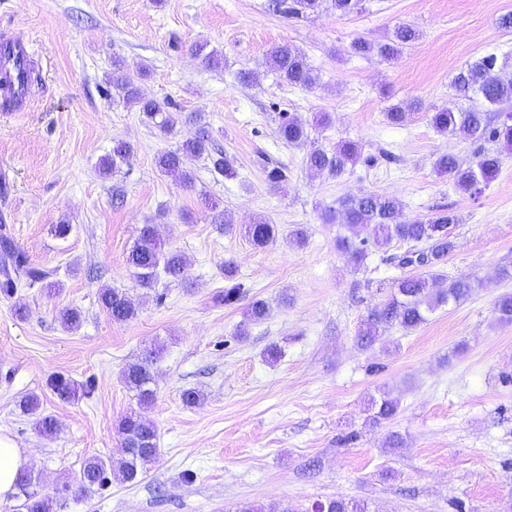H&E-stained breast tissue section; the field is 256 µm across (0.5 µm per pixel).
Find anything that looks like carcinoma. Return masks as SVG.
<instances>
[{
    "mask_svg": "<svg viewBox=\"0 0 512 512\" xmlns=\"http://www.w3.org/2000/svg\"><path fill=\"white\" fill-rule=\"evenodd\" d=\"M362 0H270L269 8L288 16H303L317 13L327 7L341 18L361 9ZM419 39L418 31L411 25L396 27L384 41H371L362 37L351 43L352 53L360 57L377 56L392 60L403 49ZM497 59L493 55L478 58L461 67L451 80L455 96L469 101L466 106L436 108L428 113L430 125L440 134L457 133L478 143L473 158L467 162L444 154L434 162V169L448 177L456 189L472 196L481 194L495 180L503 162L504 153L512 151V123L499 119L503 106L512 102V78L504 80L496 69ZM266 64L276 77L289 86L310 90L318 85L320 77L309 64L306 56L297 48L281 43L267 53ZM112 87L127 103L138 107L144 122L167 136L174 132L180 113L176 104L168 99L147 98L141 94L134 79L112 76ZM280 139L291 146H303L310 140L307 125L289 112L279 113L277 128ZM185 150L203 156L212 172L224 176L235 175L234 160L223 147L217 144L210 133L202 128L195 139L187 142ZM133 152L132 146L117 140L112 154L102 159L99 170L111 173L125 162ZM362 157L361 146L351 140H341L325 148L310 146L305 164L314 173L340 176L354 167ZM157 167L185 186L193 183V176L184 167L182 156L177 151H167L157 158ZM327 223L340 224L345 233L336 236V249L341 251L356 266L376 251H383L394 243H407L409 249L402 254H392L388 260L397 262L401 268L419 267L423 272L404 275L388 297L373 306L357 336L363 348L375 345L382 334L398 326L412 330L427 321L429 314L451 303H459L473 291L467 278H447L441 268L448 262V254L454 242L448 238V227L458 223L455 214L438 209L423 217L407 218L401 202L394 196L362 192L338 199L337 206L324 212ZM370 226L372 238L360 237V229ZM245 234L259 247H266L276 240L278 227L265 219H257L245 226ZM139 287L154 288L158 269L172 280L184 278L189 264L188 258L179 250L164 249L153 224H144L127 256ZM236 269L232 262L224 263V279L229 285L216 296L226 305L243 299L244 283L235 280ZM50 271L34 265L27 253L15 243L10 229L0 224V295L8 298L20 288H53L49 281ZM100 305L116 322H127L138 314L134 300L116 288L99 291ZM269 314V306L262 300L249 304L245 316L251 324L263 322ZM61 323L74 331L81 327L82 314L77 308H64ZM156 351L148 350L140 360L127 365L121 372L125 387L134 393L141 409L151 406L156 398L153 365ZM49 389L62 400L76 396L78 389L86 395L93 390V381L79 385L72 379L56 374L48 381ZM375 418L388 420L398 414V403L382 398L373 403ZM21 411L26 415H38L36 426L40 433L51 436L58 430V422L51 415L38 414L40 400L27 396L20 401ZM121 447L126 456L117 467H112L100 457L86 459L75 481L65 480L56 487L54 495L39 490L38 476L30 469L23 472L17 482L14 498L21 501V512H54L58 499L72 495L83 497L88 493L107 487L112 481L136 483L146 473L148 466L159 457L157 429L153 421L137 411L122 417L117 424ZM312 512H370L367 504L360 501L329 499L318 501Z\"/></svg>",
    "mask_w": 512,
    "mask_h": 512,
    "instance_id": "cac0c4a2",
    "label": "carcinoma"
}]
</instances>
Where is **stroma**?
Here are the masks:
<instances>
[{
    "instance_id": "stroma-1",
    "label": "stroma",
    "mask_w": 512,
    "mask_h": 512,
    "mask_svg": "<svg viewBox=\"0 0 512 512\" xmlns=\"http://www.w3.org/2000/svg\"><path fill=\"white\" fill-rule=\"evenodd\" d=\"M268 3L0 0V33L30 38L40 79L22 106L0 111L8 182L0 216L31 262L56 269L59 282L0 297V437L24 451L49 495L89 456L119 461L116 425L136 407L121 371L152 346L160 359L146 415L157 427V462L139 482L112 484L60 512L256 504L309 512L329 498L359 500L371 512H512V323L496 311L498 298L512 294V279L501 275L512 270V154L471 197L433 162L443 153L471 159L475 144L428 122L432 107L456 106L450 82L466 62L493 55L512 77V30L497 25L512 0H365L343 18L329 10L292 18ZM401 23L420 39L398 60L352 54L355 38L381 40ZM284 42L305 53L317 87L294 88L267 72V52ZM199 43L223 55V68L204 66L193 53ZM116 57L144 95L177 105L185 121L173 134L107 96ZM240 70L254 71L257 83H240ZM394 104L412 108L403 125L386 119ZM282 111L310 123L318 145L360 143L364 162L338 177L311 173L305 148L277 135ZM319 112L328 126H313ZM203 122L237 175L214 174L189 155L194 182L183 187L158 171L156 158ZM116 139L133 154L105 177L98 164ZM276 165L288 179L274 187L266 172ZM360 192L398 197L409 217L451 209L460 222L443 272L475 287L416 329H389L369 350L355 338L401 271L377 253L351 268L336 249L339 225L321 220L337 199ZM116 193L124 197L117 206ZM213 203L228 223L213 221ZM261 217L279 228L263 248L242 231ZM63 223L72 230L61 238L54 227ZM144 224L187 256L184 280L160 277L153 292L137 286L126 256ZM299 226L301 245L291 236ZM228 261L247 300L269 303L264 322L246 323L244 302H217ZM105 286L132 297L135 319L115 322L100 308ZM66 307L81 310L78 331L62 327ZM272 344L281 349L274 361L264 355ZM55 373L93 380V395L60 400L47 386ZM188 388L203 392L200 406H183ZM29 395L57 419L55 435H41L21 413ZM383 396L399 402L395 419L374 420L371 402Z\"/></svg>"
}]
</instances>
